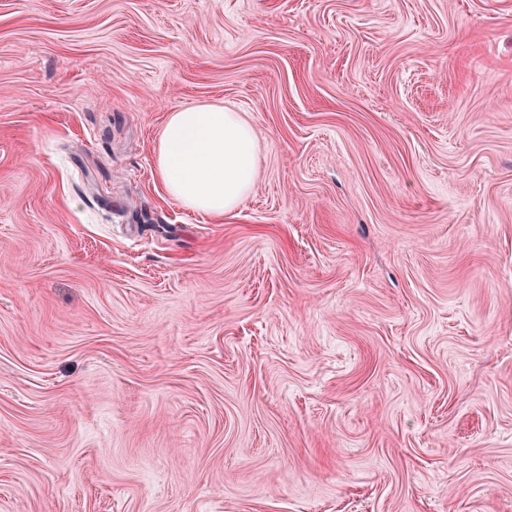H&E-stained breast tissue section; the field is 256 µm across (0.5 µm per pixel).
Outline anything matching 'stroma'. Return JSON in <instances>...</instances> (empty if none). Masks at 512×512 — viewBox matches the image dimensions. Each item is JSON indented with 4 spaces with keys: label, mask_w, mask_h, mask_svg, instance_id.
Masks as SVG:
<instances>
[{
    "label": "stroma",
    "mask_w": 512,
    "mask_h": 512,
    "mask_svg": "<svg viewBox=\"0 0 512 512\" xmlns=\"http://www.w3.org/2000/svg\"><path fill=\"white\" fill-rule=\"evenodd\" d=\"M0 512H512V0H0ZM155 152L167 193L190 210L223 217L254 187L259 164L254 129L223 104L169 112Z\"/></svg>",
    "instance_id": "stroma-1"
}]
</instances>
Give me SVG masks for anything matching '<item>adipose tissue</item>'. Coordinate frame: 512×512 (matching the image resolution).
I'll return each mask as SVG.
<instances>
[{
    "label": "adipose tissue",
    "mask_w": 512,
    "mask_h": 512,
    "mask_svg": "<svg viewBox=\"0 0 512 512\" xmlns=\"http://www.w3.org/2000/svg\"><path fill=\"white\" fill-rule=\"evenodd\" d=\"M155 152L167 193L185 208L221 217L236 210L254 187L255 132L224 105L169 112Z\"/></svg>",
    "instance_id": "1"
}]
</instances>
